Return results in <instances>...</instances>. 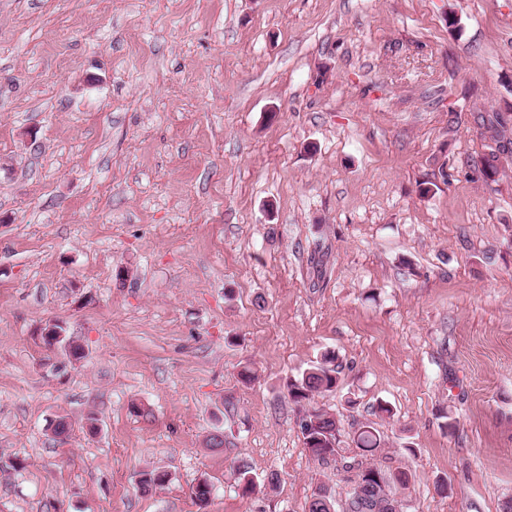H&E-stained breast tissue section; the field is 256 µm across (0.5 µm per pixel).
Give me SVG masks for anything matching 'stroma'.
Segmentation results:
<instances>
[{
	"mask_svg": "<svg viewBox=\"0 0 512 512\" xmlns=\"http://www.w3.org/2000/svg\"><path fill=\"white\" fill-rule=\"evenodd\" d=\"M496 115L512 129V0H0V512H307L361 462L411 473L403 512H503ZM327 351L325 465L286 384ZM148 467L170 482L142 492ZM315 418L317 419V421H314L313 424H316L317 422V426L316 428L309 433L308 436H305L303 435V443L305 445V448H325V446L321 443V440H323V442H326L327 443V448H331L333 449V451H328L326 453V455H329V456H332L334 455V457L338 456L339 455V451H340V448H339V441H340V435L336 432H333V437L329 436V434H326V437L323 438L325 435H324V430L328 429V430H331L333 429V427L335 426L336 424V421L333 420L332 418H329V417H326L325 415H315ZM318 436H323V437H320V439H318Z\"/></svg>",
	"mask_w": 512,
	"mask_h": 512,
	"instance_id": "obj_1",
	"label": "stroma"
}]
</instances>
